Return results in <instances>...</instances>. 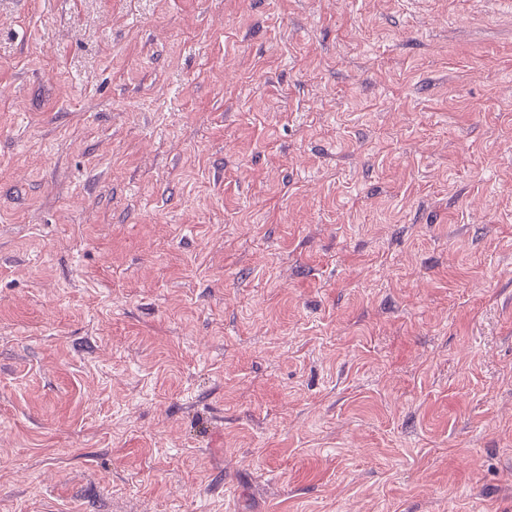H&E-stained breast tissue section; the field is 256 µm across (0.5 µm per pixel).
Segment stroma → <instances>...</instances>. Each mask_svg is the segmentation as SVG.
<instances>
[{
    "instance_id": "1",
    "label": "stroma",
    "mask_w": 512,
    "mask_h": 512,
    "mask_svg": "<svg viewBox=\"0 0 512 512\" xmlns=\"http://www.w3.org/2000/svg\"><path fill=\"white\" fill-rule=\"evenodd\" d=\"M0 512H512V11L0 0Z\"/></svg>"
}]
</instances>
